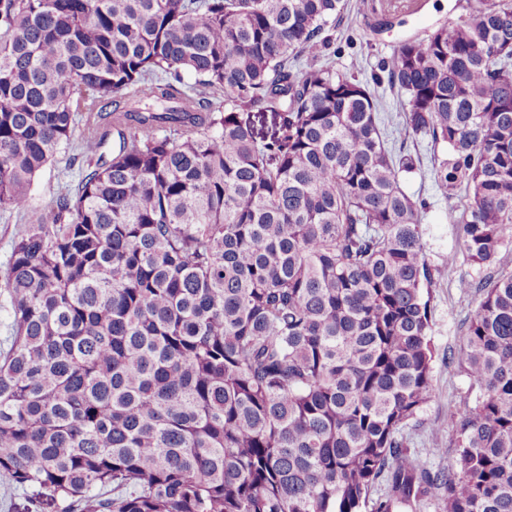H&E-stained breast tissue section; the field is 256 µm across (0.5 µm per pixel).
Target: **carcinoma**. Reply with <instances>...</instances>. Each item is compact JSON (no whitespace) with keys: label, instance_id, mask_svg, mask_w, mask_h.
Here are the masks:
<instances>
[{"label":"carcinoma","instance_id":"1","mask_svg":"<svg viewBox=\"0 0 512 512\" xmlns=\"http://www.w3.org/2000/svg\"><path fill=\"white\" fill-rule=\"evenodd\" d=\"M344 0H0V205L80 147L14 239L0 482L37 512H512V4L462 13L368 85L320 62ZM195 76L192 86L184 74ZM271 114L270 131L255 115ZM431 173L477 271L448 357L446 471L411 452L433 396Z\"/></svg>","mask_w":512,"mask_h":512}]
</instances>
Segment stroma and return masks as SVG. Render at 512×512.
<instances>
[{
	"instance_id": "stroma-1",
	"label": "stroma",
	"mask_w": 512,
	"mask_h": 512,
	"mask_svg": "<svg viewBox=\"0 0 512 512\" xmlns=\"http://www.w3.org/2000/svg\"><path fill=\"white\" fill-rule=\"evenodd\" d=\"M406 0H347L342 22L330 30L334 53L330 62L336 72L372 82L378 64L393 58L398 45L407 39L424 37L429 29L448 23L461 12L462 0H425L421 15L405 10ZM409 152L420 154L423 162L410 174L404 187L408 194L426 199L423 216L426 254L435 271L431 288L434 359V397L409 429L410 448L432 469L451 464L456 435L448 427V408L473 399L474 393L463 372L448 364V350L454 347L461 328L473 317L475 306L457 286L459 278L472 275L463 257V231L448 221V200L435 185L428 158V140L408 142ZM72 149L65 148L54 162L35 177L29 191L32 212H39L51 199L60 182L72 179L69 166ZM21 226L15 213L0 207V348H6L12 334L11 304L5 273L11 245Z\"/></svg>"
}]
</instances>
